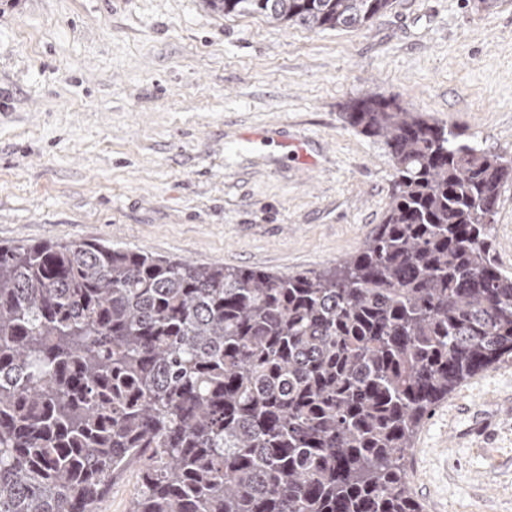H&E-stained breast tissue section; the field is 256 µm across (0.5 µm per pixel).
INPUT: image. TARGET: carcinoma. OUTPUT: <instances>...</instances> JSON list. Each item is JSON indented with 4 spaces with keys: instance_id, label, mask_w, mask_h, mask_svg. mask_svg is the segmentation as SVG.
I'll return each mask as SVG.
<instances>
[{
    "instance_id": "cac0c4a2",
    "label": "carcinoma",
    "mask_w": 512,
    "mask_h": 512,
    "mask_svg": "<svg viewBox=\"0 0 512 512\" xmlns=\"http://www.w3.org/2000/svg\"><path fill=\"white\" fill-rule=\"evenodd\" d=\"M356 29L391 0H206ZM345 120L395 170L361 248L291 275L100 242L0 246V512H422L405 459L432 408L512 358L491 228L512 158L395 96ZM139 470V464L134 463L115 475L112 486L98 503L95 512H129L141 488Z\"/></svg>"
}]
</instances>
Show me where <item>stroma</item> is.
<instances>
[{
	"label": "stroma",
	"instance_id": "obj_1",
	"mask_svg": "<svg viewBox=\"0 0 512 512\" xmlns=\"http://www.w3.org/2000/svg\"><path fill=\"white\" fill-rule=\"evenodd\" d=\"M380 93L512 157V0H393L358 31L203 0H0V244L97 241L197 265L332 266L380 224L394 168L349 127ZM512 271V182L492 226ZM424 512H512V361L424 419ZM139 464L96 512H129Z\"/></svg>",
	"mask_w": 512,
	"mask_h": 512
}]
</instances>
